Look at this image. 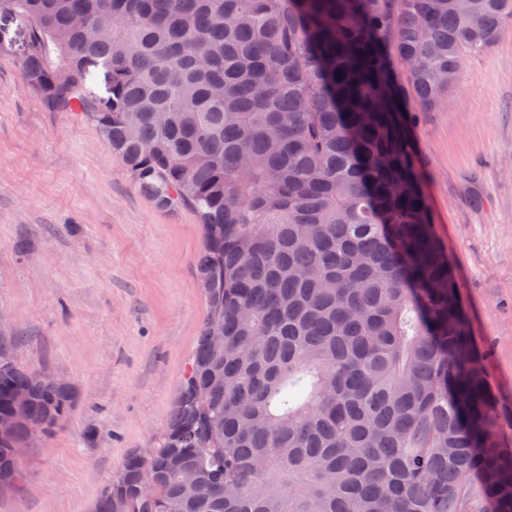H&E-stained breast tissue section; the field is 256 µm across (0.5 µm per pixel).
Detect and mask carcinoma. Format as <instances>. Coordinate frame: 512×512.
Returning <instances> with one entry per match:
<instances>
[{"instance_id":"1","label":"carcinoma","mask_w":512,"mask_h":512,"mask_svg":"<svg viewBox=\"0 0 512 512\" xmlns=\"http://www.w3.org/2000/svg\"><path fill=\"white\" fill-rule=\"evenodd\" d=\"M103 12L110 37L76 24ZM5 18L28 28L26 88L86 114L205 233L207 312L166 432L94 512H512L505 417L410 135L512 0H0ZM19 393L1 487L30 423L72 410L67 386L0 362V419Z\"/></svg>"}]
</instances>
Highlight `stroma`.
Returning a JSON list of instances; mask_svg holds the SVG:
<instances>
[{"label": "stroma", "mask_w": 512, "mask_h": 512, "mask_svg": "<svg viewBox=\"0 0 512 512\" xmlns=\"http://www.w3.org/2000/svg\"><path fill=\"white\" fill-rule=\"evenodd\" d=\"M0 55V358L69 385V419L22 458L0 512H93L133 451L158 446L206 310L192 209L162 210L96 126L27 90L26 25ZM412 135L502 413L512 417V26L468 57Z\"/></svg>", "instance_id": "35a3bbf8"}]
</instances>
